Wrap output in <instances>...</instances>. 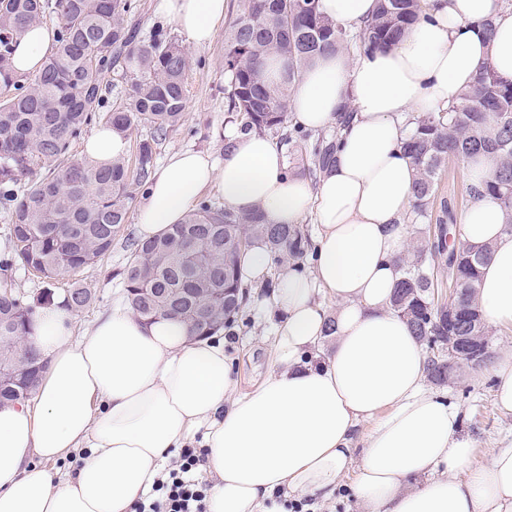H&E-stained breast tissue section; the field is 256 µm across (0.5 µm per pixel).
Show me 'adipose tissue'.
<instances>
[{
    "label": "adipose tissue",
    "mask_w": 512,
    "mask_h": 512,
    "mask_svg": "<svg viewBox=\"0 0 512 512\" xmlns=\"http://www.w3.org/2000/svg\"><path fill=\"white\" fill-rule=\"evenodd\" d=\"M319 7L354 31L377 0ZM225 8L226 0H157L155 12L202 47ZM54 40L53 28L31 26L14 72L38 73ZM485 66L512 80V5L426 0L397 45L355 59L325 51L292 86L288 107L306 128L352 112L318 183L288 174L267 136L232 128L223 160L169 154L137 211L141 238L181 223L212 186L225 209L259 211L270 225L314 218L312 274L285 267L272 298L281 322L271 370L241 390L222 336H195L178 319L146 321L127 307L78 336L57 299L38 310L25 340L44 363L35 397L0 408V512H133L172 449L193 445L206 451L208 512H276L280 496L326 503L351 470L361 512H512V444L473 466L458 412L427 388L422 347L390 308L416 174L402 148L407 121L458 104ZM467 166L476 195L458 219L462 238L492 250L479 306L491 325L512 326V233L500 201L482 190L494 161ZM75 454V473L54 478L50 464Z\"/></svg>",
    "instance_id": "1"
}]
</instances>
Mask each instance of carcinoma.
Instances as JSON below:
<instances>
[{
    "mask_svg": "<svg viewBox=\"0 0 512 512\" xmlns=\"http://www.w3.org/2000/svg\"><path fill=\"white\" fill-rule=\"evenodd\" d=\"M137 10L135 0H0V210L13 248L5 266L33 268L51 282L109 255L134 194L150 184L158 146L183 125L188 58L162 26L144 28L135 19ZM422 10L421 0H378L376 13L351 32L324 15L319 0H239L224 31L229 123L241 134H273L279 147L295 138L313 141L310 172L318 177L334 162L346 117L331 131L312 135L294 124L283 132L294 80L329 48L369 54L397 44ZM48 14L60 18L54 50L38 75H14L17 40ZM271 57L281 67L278 77L267 79L262 69ZM118 87L121 96L110 100ZM98 124L127 136L138 125L150 133L137 140L134 162L123 157L101 167L72 153L73 144ZM402 147L416 169L410 223L431 222L429 201L448 158L465 162L487 155L496 167L484 187L499 197L512 232V81L483 68L460 104L417 115ZM48 163L52 167L41 172ZM437 228L438 241L425 237L426 245L403 261L391 307L425 347L428 375L445 382L448 337L470 336L490 349L476 285L492 251L462 241L449 246L446 222ZM257 239L277 265L302 263L313 251L302 227L270 228L259 212L238 215L205 199L167 233L131 241L122 272L126 300L146 319L206 307L205 316L190 326L197 336L231 327L248 303L250 284L241 260ZM443 254L448 277L462 289L453 324L448 306L436 303L433 294L432 275ZM65 298L74 312L92 301L77 285ZM48 303L11 289L0 292V367L10 369V377L0 380V407L34 394L41 366L21 343L37 309Z\"/></svg>",
    "mask_w": 512,
    "mask_h": 512,
    "instance_id": "carcinoma-1",
    "label": "carcinoma"
}]
</instances>
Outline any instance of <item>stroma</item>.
Instances as JSON below:
<instances>
[{"label": "stroma", "mask_w": 512, "mask_h": 512, "mask_svg": "<svg viewBox=\"0 0 512 512\" xmlns=\"http://www.w3.org/2000/svg\"><path fill=\"white\" fill-rule=\"evenodd\" d=\"M179 42L190 63L186 73L188 102L185 121L175 135L159 145L157 159L165 161L169 154L181 149L202 151L213 158H222L224 125L228 118L221 91L224 84V36L216 34L213 43L204 48L196 47L184 34L180 35ZM469 180L466 164L455 158L449 159L429 205L432 216H440L446 205L454 215H461L470 204ZM136 235L135 223L125 224L105 259L75 276L60 278L54 285H47L43 279L18 266L1 269L0 281H8L12 288L31 299L40 297L48 288L59 297L71 284L86 288L93 300L89 308L77 315L74 325L76 332H83L102 312L123 302L121 271L129 257L126 241ZM280 272V266L270 265L265 279L257 280L251 291L244 324L224 336V351L246 385L259 380L270 368L267 349L278 316L269 304L273 291L266 288L265 283L277 280ZM441 390L447 393L450 404L458 411L463 434L468 435L477 448L474 465L487 463L489 449L512 442V412L500 410L495 403L490 364L457 371Z\"/></svg>", "instance_id": "obj_1"}]
</instances>
